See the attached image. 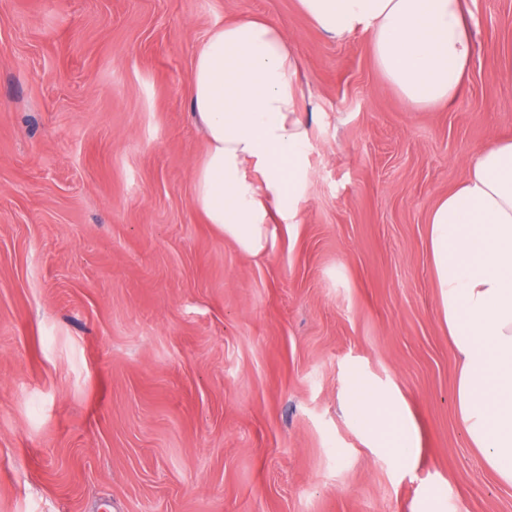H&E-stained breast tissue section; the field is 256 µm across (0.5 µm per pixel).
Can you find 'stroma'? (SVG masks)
<instances>
[{"mask_svg": "<svg viewBox=\"0 0 512 512\" xmlns=\"http://www.w3.org/2000/svg\"><path fill=\"white\" fill-rule=\"evenodd\" d=\"M469 73L411 106L368 32L298 0H0V512H512L454 405L428 215L512 138V0H466ZM300 60L295 223L252 257L192 203L196 47L248 15ZM413 470L348 416L358 381ZM349 414L372 439L375 447H386L379 443L389 430L396 433L397 446L401 449L399 459L410 468L413 464L415 436L403 409L395 406L384 393L360 385L349 403Z\"/></svg>", "mask_w": 512, "mask_h": 512, "instance_id": "1", "label": "stroma"}]
</instances>
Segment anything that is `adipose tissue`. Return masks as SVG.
I'll return each mask as SVG.
<instances>
[{"label": "adipose tissue", "instance_id": "1", "mask_svg": "<svg viewBox=\"0 0 512 512\" xmlns=\"http://www.w3.org/2000/svg\"><path fill=\"white\" fill-rule=\"evenodd\" d=\"M331 38L362 28L375 64L412 105L456 97L470 65L463 0H299ZM207 148L193 175V205L247 255L265 253L274 220L294 221L312 129L301 67L271 21L216 25L196 48L189 90ZM431 261L442 321L459 355L454 400L469 443L512 486V139L470 160L463 181L433 206ZM349 414L371 439L395 433L404 466L415 436L401 407L359 386Z\"/></svg>", "mask_w": 512, "mask_h": 512}]
</instances>
